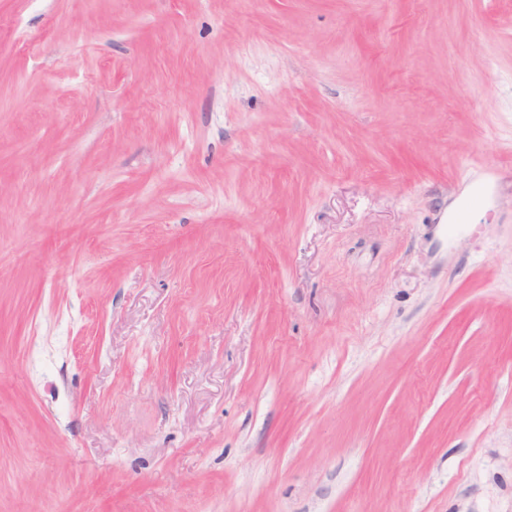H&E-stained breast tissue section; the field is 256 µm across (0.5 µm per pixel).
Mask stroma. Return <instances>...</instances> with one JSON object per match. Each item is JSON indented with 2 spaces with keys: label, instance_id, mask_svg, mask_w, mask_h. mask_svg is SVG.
<instances>
[{
  "label": "stroma",
  "instance_id": "obj_1",
  "mask_svg": "<svg viewBox=\"0 0 512 512\" xmlns=\"http://www.w3.org/2000/svg\"><path fill=\"white\" fill-rule=\"evenodd\" d=\"M0 512H512V0H0Z\"/></svg>",
  "mask_w": 512,
  "mask_h": 512
}]
</instances>
